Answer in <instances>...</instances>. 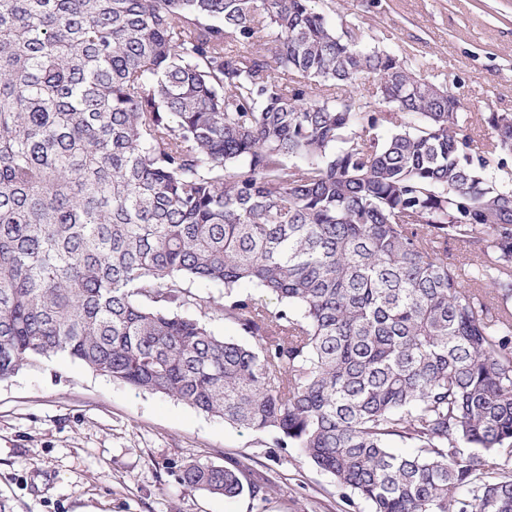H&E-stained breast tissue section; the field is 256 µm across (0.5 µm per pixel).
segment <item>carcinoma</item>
Segmentation results:
<instances>
[{
	"mask_svg": "<svg viewBox=\"0 0 512 512\" xmlns=\"http://www.w3.org/2000/svg\"><path fill=\"white\" fill-rule=\"evenodd\" d=\"M315 4L0 0V380L64 354L371 512H512V113L473 139ZM245 469L178 479L236 498Z\"/></svg>",
	"mask_w": 512,
	"mask_h": 512,
	"instance_id": "1",
	"label": "carcinoma"
}]
</instances>
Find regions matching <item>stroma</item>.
Instances as JSON below:
<instances>
[{
    "label": "stroma",
    "instance_id": "stroma-1",
    "mask_svg": "<svg viewBox=\"0 0 512 512\" xmlns=\"http://www.w3.org/2000/svg\"><path fill=\"white\" fill-rule=\"evenodd\" d=\"M381 48L448 87L491 136L485 112H512V0H343ZM201 460L245 464L233 499L182 485ZM261 488L252 494L251 485ZM0 499L14 512H368L270 433L93 373L64 355L0 380Z\"/></svg>",
    "mask_w": 512,
    "mask_h": 512
}]
</instances>
